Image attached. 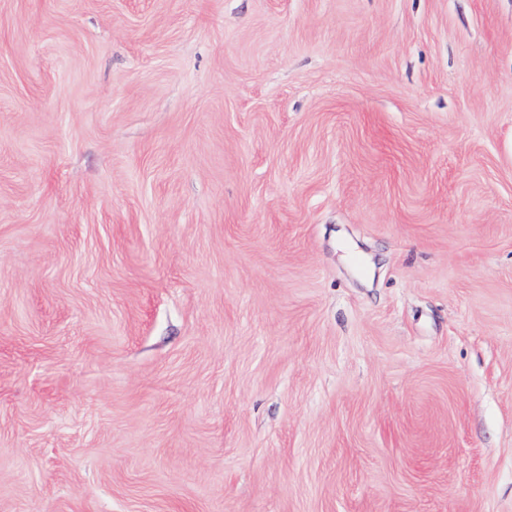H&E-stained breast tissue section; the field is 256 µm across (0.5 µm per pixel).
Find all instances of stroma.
<instances>
[{
  "instance_id": "35a3bbf8",
  "label": "stroma",
  "mask_w": 512,
  "mask_h": 512,
  "mask_svg": "<svg viewBox=\"0 0 512 512\" xmlns=\"http://www.w3.org/2000/svg\"><path fill=\"white\" fill-rule=\"evenodd\" d=\"M0 512H512V0H0Z\"/></svg>"
}]
</instances>
